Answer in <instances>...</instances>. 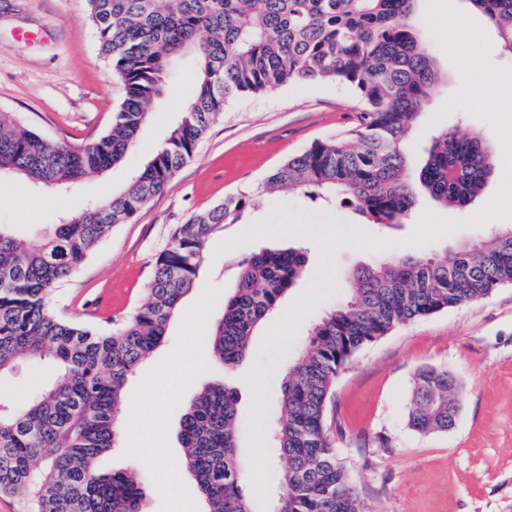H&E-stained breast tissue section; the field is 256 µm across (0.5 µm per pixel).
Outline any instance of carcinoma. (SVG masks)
<instances>
[{
	"mask_svg": "<svg viewBox=\"0 0 512 512\" xmlns=\"http://www.w3.org/2000/svg\"><path fill=\"white\" fill-rule=\"evenodd\" d=\"M417 0H87L99 54L124 84L112 129L79 148L51 143L0 113V171L60 190L123 162L150 109L193 59L196 92L164 143L111 198L53 225L38 243L0 224V375L48 360L62 372L51 389L0 414V492L28 498L31 512H145L138 469L99 470L119 428L115 413L139 365L163 342L193 288L211 235L237 222L267 193L288 190L321 206L348 205L374 224H407L419 194L462 209L481 194L495 155L478 132L439 131L421 162L406 142L443 75L420 38ZM512 54V0H469ZM303 82L349 87L360 107L348 134L312 143L253 190L229 196L179 225L155 260L148 301L107 332L56 317L53 287L73 274L107 232L166 192L211 122L231 101ZM307 264L305 248L262 250L241 264L223 315L209 334V359L232 370L252 336ZM512 285V226L456 250L449 262L416 254L364 265L348 299L308 330L285 368L274 434L278 512H371L336 455L326 428L339 371L365 345L420 317L477 301ZM448 370L415 375L407 425L446 431ZM237 391L203 388L182 415L184 467L206 512H257L244 490Z\"/></svg>",
	"mask_w": 512,
	"mask_h": 512,
	"instance_id": "obj_1",
	"label": "carcinoma"
}]
</instances>
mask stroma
I'll return each instance as SVG.
<instances>
[{
	"mask_svg": "<svg viewBox=\"0 0 512 512\" xmlns=\"http://www.w3.org/2000/svg\"><path fill=\"white\" fill-rule=\"evenodd\" d=\"M422 35L435 48L444 79L406 147L421 159L436 132H480L496 157L484 191L463 210L419 197L410 223H368L352 208H317L297 194L261 200L208 245L194 288L182 300L162 345L127 383L142 392L164 383L185 358L192 379L165 384L151 402L153 437L140 450L119 436L102 470L140 468L146 512H205L184 472L179 440L185 407L200 388L221 378L239 395L245 491L259 512H272L280 493L271 440L281 420L277 400L284 368L305 343L311 324L342 303L358 266L394 253L451 260L459 245L492 227L512 225V111L485 106L482 76L512 73L485 17L467 0H417ZM465 23L472 36L457 40ZM35 39H25V32ZM195 92L192 65L181 68L125 160L84 179L69 196L0 172V224L38 241L47 225L88 200L115 195L154 154ZM124 98L121 81L100 57L87 0H0V112L48 141L81 147L105 133ZM358 101L337 84H297L229 104L210 125L170 188L129 222L116 225L78 271L51 296L61 318L104 332L148 298L154 262L177 225L228 196L256 188L272 170L313 142L348 133ZM306 248L308 263L277 311L254 336L249 356L232 372L210 363L206 336L232 293L237 264L263 248ZM445 369L457 378L459 413L445 432L419 434L406 425L419 369ZM51 364H24L0 378V408L54 384ZM327 423L339 459L373 512H512V286L487 298L414 320L366 345L341 370Z\"/></svg>",
	"mask_w": 512,
	"mask_h": 512,
	"instance_id": "obj_1",
	"label": "stroma"
}]
</instances>
